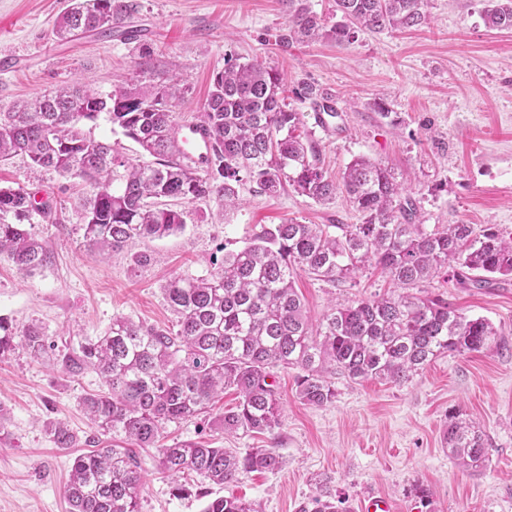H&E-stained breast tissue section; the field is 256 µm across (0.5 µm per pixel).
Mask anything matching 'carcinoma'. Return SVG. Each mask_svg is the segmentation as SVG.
<instances>
[{
  "label": "carcinoma",
  "mask_w": 512,
  "mask_h": 512,
  "mask_svg": "<svg viewBox=\"0 0 512 512\" xmlns=\"http://www.w3.org/2000/svg\"><path fill=\"white\" fill-rule=\"evenodd\" d=\"M428 0H335L340 21L330 28L308 0H288V21L278 35L286 50L295 43L330 38L338 45L360 31L395 32L428 21ZM484 25L512 30V0H486ZM138 11L134 0H71L55 21L57 39L85 33L110 37ZM284 75L274 66L227 57L215 73L199 117L210 141L206 169L199 173L175 157L172 103L181 96L170 80L121 84L103 96L66 87L0 112V161L21 152L41 167L80 179L86 195L83 238L98 253L127 250L137 241L160 239L185 229L184 212L150 200L204 198L224 211L240 207V188L277 196L289 186L317 203L339 190L362 216L360 224H262L244 246L224 254L209 276H180L163 292L177 317L176 328L145 325L117 317L101 336L69 343L55 364L72 377L92 370L102 390L81 398L97 430L112 436V447L74 458L65 495L72 512H141L142 468L131 449L156 447L158 467L178 476L193 472L200 485L173 487L176 496L210 495L203 483L226 485L250 472H276L283 458L274 448L232 452L193 440L160 443L165 426L204 413L215 397L236 391L234 407L214 419L226 433L271 434L282 423L273 370L297 369L296 395L322 407L336 398L333 369L352 381L374 379L402 385L435 358L491 350L501 331L483 318H470L447 300L411 290L445 274L447 280L482 288L512 277V237L491 225L446 224L431 230L418 218L410 194L394 168L359 155L341 181L326 176L314 141L299 133L305 115L282 98ZM301 96L339 116L317 87ZM106 114L141 147L150 161L129 160L112 145L83 135L79 125ZM125 169L120 189L112 188L115 167ZM35 210L20 188L0 186V259L30 272L44 266L48 252L20 224ZM378 267L394 291L332 306L317 327L309 323L295 288L298 274L333 286L350 282L367 267ZM22 345L34 358L51 348L38 326L17 333L0 317V359ZM55 447L73 448L76 434L62 421L46 423ZM448 451L462 465L476 467L487 453L486 435L457 418L444 431ZM327 482L301 502L297 512H350L340 507ZM204 512H258L248 501L220 496Z\"/></svg>",
  "instance_id": "cac0c4a2"
}]
</instances>
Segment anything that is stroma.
<instances>
[{
	"instance_id": "stroma-1",
	"label": "stroma",
	"mask_w": 512,
	"mask_h": 512,
	"mask_svg": "<svg viewBox=\"0 0 512 512\" xmlns=\"http://www.w3.org/2000/svg\"><path fill=\"white\" fill-rule=\"evenodd\" d=\"M137 2L124 23L133 39L89 33L60 41L52 30L70 0H0V60L8 62L0 68V112L76 83L105 95L148 69L158 81L177 77L183 94L173 107L176 120L194 124L225 56L268 62L286 73V101L305 114L328 176L340 178L353 157L365 155L397 170L423 223L492 224L512 234V31L484 26L485 0H428L429 22L420 28L286 50L275 43L288 21L284 0ZM305 82L331 95L343 127L315 123L312 102L296 94ZM0 185L23 188L53 210L51 218L35 214L25 222L46 246L47 265L28 273L0 260V317L20 330L39 326L60 347L102 335L119 316L173 326L167 282L217 271L225 252L241 248L257 225L360 221L341 192L319 204L289 188L270 197L246 186L243 207L228 216L209 198L183 203L184 231L137 244L153 257L140 267L127 252L101 261L87 250L77 179L16 155L0 163ZM296 288L316 324L332 304L385 292L388 281L375 271L333 287L302 273ZM424 291L488 319L502 332L500 348L442 355L402 385L338 373L336 397L322 407L303 404L295 370L279 369L282 425L275 435H227L201 416L168 424L165 439L239 452L277 449L284 459L279 471L211 488L213 496L253 502L257 512H296L322 477L350 512L374 497L395 500L403 512H512V278L486 288L438 278ZM100 386L95 373L69 377L52 358H33L21 347L0 360V512H69L64 487L77 451L56 448L45 424L58 417L78 435L93 432L80 399ZM457 413L489 440L478 467H462L444 445ZM137 454L145 477L141 512H203L206 499L173 494L155 449ZM421 487L430 491V504L420 501Z\"/></svg>"
}]
</instances>
